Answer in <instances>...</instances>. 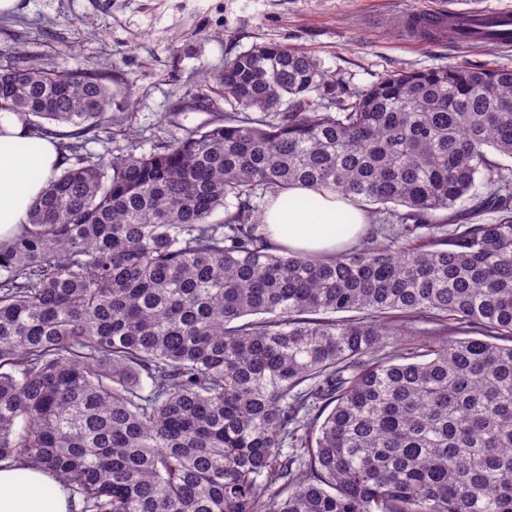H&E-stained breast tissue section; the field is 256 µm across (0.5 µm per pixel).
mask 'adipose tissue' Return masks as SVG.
Returning a JSON list of instances; mask_svg holds the SVG:
<instances>
[{"label":"adipose tissue","mask_w":512,"mask_h":512,"mask_svg":"<svg viewBox=\"0 0 512 512\" xmlns=\"http://www.w3.org/2000/svg\"><path fill=\"white\" fill-rule=\"evenodd\" d=\"M62 164L54 139L18 117L0 120V239L16 232ZM262 220L272 243L298 254L331 255L365 232L362 206L340 195L297 185L271 195ZM69 491L29 464L0 462V512H69Z\"/></svg>","instance_id":"obj_1"}]
</instances>
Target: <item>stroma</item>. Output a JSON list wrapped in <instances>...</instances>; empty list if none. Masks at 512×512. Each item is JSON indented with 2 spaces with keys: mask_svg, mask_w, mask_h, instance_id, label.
Returning <instances> with one entry per match:
<instances>
[{
  "mask_svg": "<svg viewBox=\"0 0 512 512\" xmlns=\"http://www.w3.org/2000/svg\"><path fill=\"white\" fill-rule=\"evenodd\" d=\"M512 7V0H22L0 17V66L26 60L56 72L112 69L110 120L85 147L110 159L183 128L240 117L218 95L227 58L276 43L305 53L337 89L362 91L397 70L464 62L512 69V45L416 41L404 28L420 6Z\"/></svg>",
  "mask_w": 512,
  "mask_h": 512,
  "instance_id": "stroma-1",
  "label": "stroma"
}]
</instances>
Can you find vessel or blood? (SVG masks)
<instances>
[{"instance_id":"vessel-or-blood-1","label":"vessel or blood","mask_w":512,"mask_h":512,"mask_svg":"<svg viewBox=\"0 0 512 512\" xmlns=\"http://www.w3.org/2000/svg\"><path fill=\"white\" fill-rule=\"evenodd\" d=\"M413 36L423 31L444 29L456 45L475 40L512 41V11L501 8L448 11L441 13L430 8H419L408 15Z\"/></svg>"}]
</instances>
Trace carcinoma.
I'll return each mask as SVG.
<instances>
[{
  "label": "carcinoma",
  "mask_w": 512,
  "mask_h": 512,
  "mask_svg": "<svg viewBox=\"0 0 512 512\" xmlns=\"http://www.w3.org/2000/svg\"><path fill=\"white\" fill-rule=\"evenodd\" d=\"M219 85L259 116L99 162L112 69L0 68V111L74 127L75 159L0 240V461L78 512H512V69L313 99L269 44ZM298 184L406 211L388 244L285 255L251 200ZM437 210L467 227L425 239ZM420 314L482 337L377 355Z\"/></svg>",
  "instance_id": "cac0c4a2"
}]
</instances>
